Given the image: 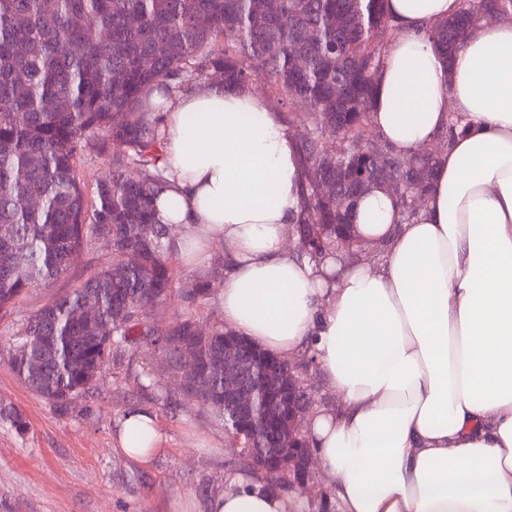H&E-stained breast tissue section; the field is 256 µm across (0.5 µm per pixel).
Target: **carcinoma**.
<instances>
[{
	"label": "carcinoma",
	"mask_w": 512,
	"mask_h": 512,
	"mask_svg": "<svg viewBox=\"0 0 512 512\" xmlns=\"http://www.w3.org/2000/svg\"><path fill=\"white\" fill-rule=\"evenodd\" d=\"M485 18L512 19V0L463 3L429 28L445 56L460 50L457 33ZM395 28L386 0H0V313L27 288L66 273L69 256L111 242L112 263L42 307L8 338L10 366L36 396L61 415L88 393L112 361V347L142 336L163 354L185 344L201 403L224 423L250 460L278 456L272 414L244 415L224 398V339L197 331L187 317L169 331L144 314L171 296V243L176 230L156 217L160 122L139 111L155 89H187L208 71L224 86L244 87L263 75L277 96L305 104L310 129L300 145L305 170L295 225L301 251L315 261L336 259L351 244L336 236V200L348 212L363 187L388 176L409 192L430 186L435 158L411 159L370 139L377 73ZM343 143L341 161L323 140ZM110 142L112 179L88 194L79 161ZM382 156L384 168H371ZM327 191L318 192L320 185ZM42 205L22 209L18 200ZM84 311L85 326L73 313ZM288 362L251 346L244 380L257 391L273 382L269 365ZM0 422L22 432L23 415L0 407Z\"/></svg>",
	"instance_id": "cac0c4a2"
}]
</instances>
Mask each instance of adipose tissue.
<instances>
[{"label":"adipose tissue","instance_id":"ef3b65f1","mask_svg":"<svg viewBox=\"0 0 512 512\" xmlns=\"http://www.w3.org/2000/svg\"><path fill=\"white\" fill-rule=\"evenodd\" d=\"M459 9L387 0L401 34L372 126L408 158L450 141L411 223L385 192L361 200L363 235L386 243L378 267L288 247L303 171L265 97L202 80L141 106L163 124L157 210L177 249L227 247L225 327L285 360L311 350L339 399L311 417L308 445L340 512H512V20L476 26L448 58L427 31ZM117 440L147 461L162 440L155 415L127 411ZM209 512H288V499L234 479Z\"/></svg>","mask_w":512,"mask_h":512}]
</instances>
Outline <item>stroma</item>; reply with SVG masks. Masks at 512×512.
<instances>
[{
	"mask_svg": "<svg viewBox=\"0 0 512 512\" xmlns=\"http://www.w3.org/2000/svg\"><path fill=\"white\" fill-rule=\"evenodd\" d=\"M226 257L220 242L201 264L173 253L175 291L149 311L159 330L189 316L206 333L223 326L217 290ZM110 261L100 245L75 252L65 275L32 284L0 317V406L15 407L27 421L21 433L0 424V512H203L231 477L250 472L223 422L183 394L179 378L153 346L122 351L65 416L13 373L6 339ZM203 280L210 294L188 301L187 293ZM133 408L151 411L162 434L161 449L144 464L127 458L115 442L123 415ZM272 488L288 495L290 512H336L320 470L282 476Z\"/></svg>",
	"mask_w": 512,
	"mask_h": 512,
	"instance_id": "1",
	"label": "stroma"
}]
</instances>
